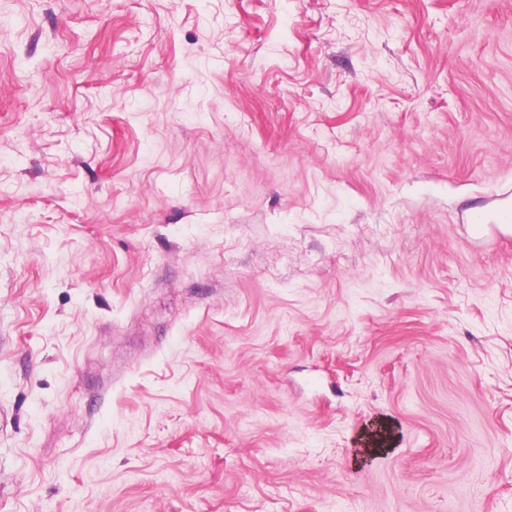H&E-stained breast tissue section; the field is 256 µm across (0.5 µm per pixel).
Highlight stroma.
<instances>
[{"mask_svg": "<svg viewBox=\"0 0 512 512\" xmlns=\"http://www.w3.org/2000/svg\"><path fill=\"white\" fill-rule=\"evenodd\" d=\"M506 192L512 0H0V512H512Z\"/></svg>", "mask_w": 512, "mask_h": 512, "instance_id": "1", "label": "stroma"}]
</instances>
